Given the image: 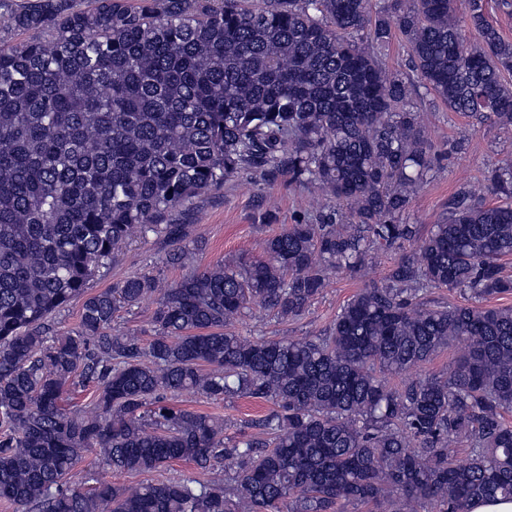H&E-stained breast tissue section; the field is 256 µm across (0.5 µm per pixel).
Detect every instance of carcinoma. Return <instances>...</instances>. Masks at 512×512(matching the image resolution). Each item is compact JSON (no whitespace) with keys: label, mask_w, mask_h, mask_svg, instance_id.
Masks as SVG:
<instances>
[{"label":"carcinoma","mask_w":512,"mask_h":512,"mask_svg":"<svg viewBox=\"0 0 512 512\" xmlns=\"http://www.w3.org/2000/svg\"><path fill=\"white\" fill-rule=\"evenodd\" d=\"M0 0V500L17 512H466L512 499V307H428L424 288L479 302L512 291V166L466 191L448 218L336 315L325 336L230 330L252 307L302 316L326 270L359 272L370 250L416 240L403 222L433 171L415 83L451 112L512 125V43L467 0ZM400 33L410 72L375 49ZM322 187L336 214L284 227L266 259L192 270L164 285L130 276L87 293L133 233L187 264L189 225L171 213L235 176ZM154 337L112 334L118 308L153 295ZM82 300L64 334L50 320ZM457 348L448 374H402ZM98 383L93 410L68 386ZM245 396L274 408L224 441V423L167 395ZM469 448L457 462L453 447ZM103 470L176 460L204 479L134 490L70 485L85 455Z\"/></svg>","instance_id":"cac0c4a2"}]
</instances>
